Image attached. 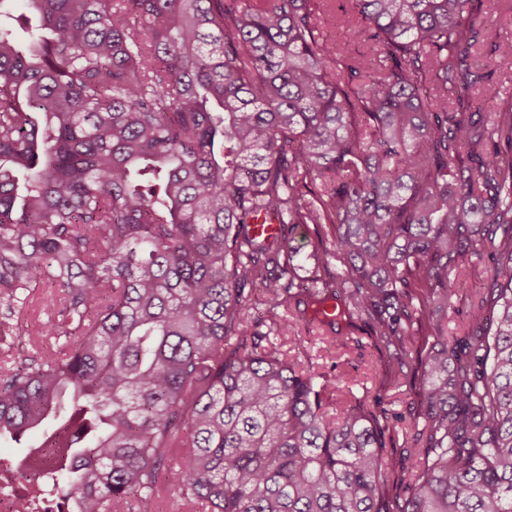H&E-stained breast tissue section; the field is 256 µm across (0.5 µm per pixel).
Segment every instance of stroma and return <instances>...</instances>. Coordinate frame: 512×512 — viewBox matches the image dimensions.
I'll list each match as a JSON object with an SVG mask.
<instances>
[{
    "instance_id": "obj_1",
    "label": "stroma",
    "mask_w": 512,
    "mask_h": 512,
    "mask_svg": "<svg viewBox=\"0 0 512 512\" xmlns=\"http://www.w3.org/2000/svg\"><path fill=\"white\" fill-rule=\"evenodd\" d=\"M490 266L486 258L469 257L462 263L458 286L448 308L449 335L466 334L488 286ZM270 339L280 344L290 358L312 363L315 370L327 373L336 366L347 371L350 389L332 396L330 408H342L355 399L365 402L386 425V445L392 455L397 462H404L420 403L416 392L398 386L394 378L402 369L414 372V365L398 367L390 352L375 347L367 326L361 322L342 335L331 336L296 321L288 329L272 333Z\"/></svg>"
}]
</instances>
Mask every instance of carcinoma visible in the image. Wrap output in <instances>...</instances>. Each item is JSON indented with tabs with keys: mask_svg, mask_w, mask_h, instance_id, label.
<instances>
[{
	"mask_svg": "<svg viewBox=\"0 0 512 512\" xmlns=\"http://www.w3.org/2000/svg\"><path fill=\"white\" fill-rule=\"evenodd\" d=\"M326 2L0 0V442L41 436L62 512L172 491L189 512H512V95L470 64L483 0H346L368 61L323 36ZM262 213L280 240L251 234ZM309 224L341 293L296 283ZM484 255L450 339V275ZM257 288L279 330L358 318L401 363L437 338L408 467L365 403L326 410L347 373L255 329ZM48 311L56 353L18 360ZM491 263L487 257H466L461 265L458 288L448 307V336H465L478 301L488 288Z\"/></svg>",
	"mask_w": 512,
	"mask_h": 512,
	"instance_id": "carcinoma-1",
	"label": "carcinoma"
}]
</instances>
